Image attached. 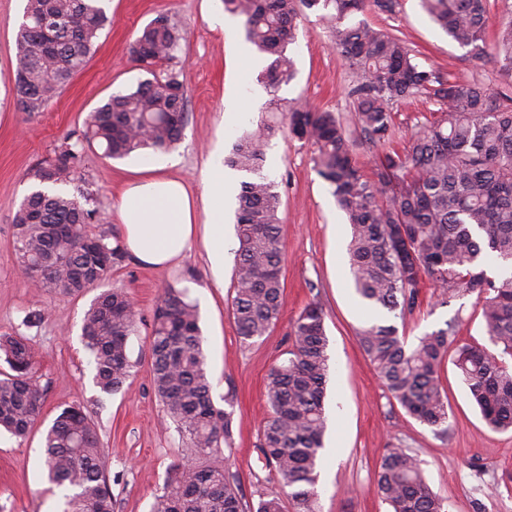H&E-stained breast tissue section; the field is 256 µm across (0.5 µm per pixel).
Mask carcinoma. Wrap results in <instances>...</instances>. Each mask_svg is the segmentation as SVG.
<instances>
[{"instance_id": "obj_1", "label": "carcinoma", "mask_w": 512, "mask_h": 512, "mask_svg": "<svg viewBox=\"0 0 512 512\" xmlns=\"http://www.w3.org/2000/svg\"><path fill=\"white\" fill-rule=\"evenodd\" d=\"M104 0H26L16 34L17 92L22 110L41 112L93 53L110 23ZM322 11L353 78L355 123L373 143L392 137L394 106L424 95L438 117L411 135L400 151L383 154L373 177L361 169L354 141L334 112L292 105L288 131L314 149V168L330 187L351 228L349 254L362 300L404 315L420 305L429 279L444 294L482 298V317L494 349L458 345L454 363L487 424L512 429V275L495 280L483 268L490 255L512 266V95L481 83L461 84L415 61L406 43L363 21L348 18L373 8L395 11L396 0H222L242 19L246 41L271 57L262 80L272 90L294 77L287 47L296 37V4ZM432 19L461 47L484 51L486 0H423ZM182 36L160 15L130 44V54L152 78L112 94L90 112L79 142L107 158L181 140L186 93L180 71L159 70L176 58ZM493 54L512 74V18L500 24ZM274 129L260 126L235 145L226 163L252 175L238 196L237 262L232 313L239 341L249 346L275 326L281 310L284 250L275 183L261 176ZM81 152L71 146L33 169L41 185L14 217V249L28 281L47 294L101 292L82 318V338L93 363V383L110 396L130 376L129 336L140 318L128 293L106 282L125 261L120 244L103 231L87 232L95 209L83 191L71 194ZM197 304L175 284L163 289L151 324L152 378L166 415L176 423L188 454L170 469L154 512H315L323 438L324 394L330 374L322 308L312 303L293 322L288 358L267 377L268 413L259 451L287 497L259 496L244 505L222 445L230 444L231 414L215 406L206 369ZM383 386L410 416L436 434L448 430V404L440 370L454 342L451 328L419 338L414 346L393 324L373 323L357 332ZM0 430L25 438L41 420L44 390L35 378L36 350L20 334H0ZM44 465L50 483L70 490L64 512H115L110 477L97 430L80 404L64 407L45 430ZM377 492L392 512H445L409 448L385 449L376 473Z\"/></svg>"}]
</instances>
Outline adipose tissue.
Listing matches in <instances>:
<instances>
[{
    "mask_svg": "<svg viewBox=\"0 0 512 512\" xmlns=\"http://www.w3.org/2000/svg\"><path fill=\"white\" fill-rule=\"evenodd\" d=\"M206 176L209 190L198 199L171 177L146 175L129 182L119 206L125 249L143 264L162 268L176 264L199 241L215 280H222L224 206L235 183L216 152L207 162Z\"/></svg>",
    "mask_w": 512,
    "mask_h": 512,
    "instance_id": "adipose-tissue-1",
    "label": "adipose tissue"
}]
</instances>
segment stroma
Returning <instances> with one entry per match:
<instances>
[{
	"label": "stroma",
	"mask_w": 512,
	"mask_h": 512,
	"mask_svg": "<svg viewBox=\"0 0 512 512\" xmlns=\"http://www.w3.org/2000/svg\"><path fill=\"white\" fill-rule=\"evenodd\" d=\"M25 4L0 0V334L19 333L35 345L34 371L46 390L44 422H52L70 404L87 408L104 450L115 512H152L171 466L185 454L182 437L155 394L151 373L153 310L169 284L186 288L199 305L212 399L233 419L232 445L224 454L248 505L257 504L260 494L281 490L258 450L259 428L268 412L267 376L292 344L294 320L307 305L317 303L324 312L330 356L325 407L341 410L333 424L340 448L335 457L321 461L329 480L317 490L318 512H390L375 478L384 449L394 444L418 455L428 485L447 512H512V431L497 432L485 424L452 361H445L440 371L449 420L447 434L438 435L392 399L358 345L355 332L367 318L350 271V226L314 169L312 147L290 137L283 126L268 142L262 169L281 195L284 292L276 325L251 346L239 342L231 307L238 243L235 211L227 209L229 251L222 285H215L199 245L169 269L146 267L129 256L114 272L112 286L129 292L141 323L127 343L132 364L127 384L111 396L99 393L81 339L91 298L46 295L28 284L18 271L14 216L31 191L30 170L63 146L75 144L87 114L110 95L133 90L145 79L129 45L147 23L165 15L183 35L176 59L187 90L183 138L170 151L148 150L120 160L104 157L96 147L85 149L77 184L94 199L89 232L120 234V194L146 169L180 177L194 195H201L213 148L231 155L239 136L269 120L274 95L286 106L303 104L338 113L365 173H373L381 149L354 123L348 95L351 73L318 13L301 10L296 41L288 48L295 75L273 95L260 81L269 60L246 41L242 22H235L229 33L211 24V15L223 10L221 0H106L111 24L101 32L83 69L44 111L28 114L20 109L15 84V36ZM362 19L403 39L424 67L464 84L479 82L492 91L512 93V78L501 72L493 54L477 55L452 42L421 0H398L393 14L369 11ZM230 92L248 101L236 120L223 117L224 97ZM432 110V103L422 97L394 107L392 147H402ZM422 298L413 313H387L384 322L396 325L412 344L449 324L456 343L488 345L477 296L446 299L428 283ZM35 311L42 313V321L25 327L23 318ZM41 439L37 430L23 440L0 435V512H63L59 491L46 476Z\"/></svg>",
	"instance_id": "35a3bbf8"
}]
</instances>
